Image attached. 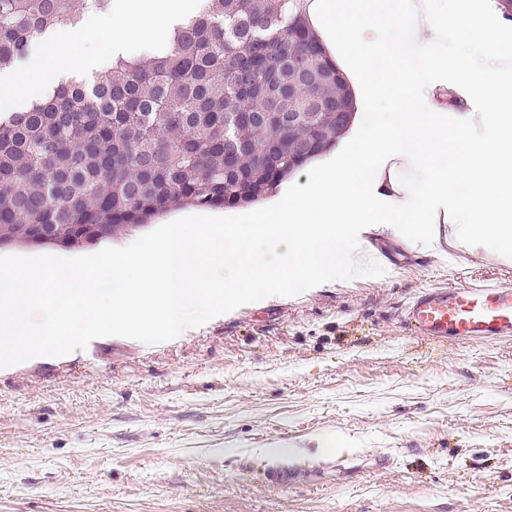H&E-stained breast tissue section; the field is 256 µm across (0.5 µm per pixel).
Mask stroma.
<instances>
[{
    "label": "stroma",
    "mask_w": 512,
    "mask_h": 512,
    "mask_svg": "<svg viewBox=\"0 0 512 512\" xmlns=\"http://www.w3.org/2000/svg\"><path fill=\"white\" fill-rule=\"evenodd\" d=\"M370 243L398 266L228 291L177 339L157 317L149 344L0 353V512H512V338L403 316L427 286H512V260Z\"/></svg>",
    "instance_id": "obj_1"
}]
</instances>
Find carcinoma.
Wrapping results in <instances>:
<instances>
[{"label":"carcinoma","instance_id":"cac0c4a2","mask_svg":"<svg viewBox=\"0 0 512 512\" xmlns=\"http://www.w3.org/2000/svg\"><path fill=\"white\" fill-rule=\"evenodd\" d=\"M110 0H0V70L51 29L75 28ZM290 0H203L147 58L118 56L92 80L60 79L0 116V240L64 249L123 236L181 202L253 203L309 161L299 143L319 126L336 143L348 88ZM305 98L288 78L309 67ZM306 112L293 132L275 123L224 130V114Z\"/></svg>","mask_w":512,"mask_h":512}]
</instances>
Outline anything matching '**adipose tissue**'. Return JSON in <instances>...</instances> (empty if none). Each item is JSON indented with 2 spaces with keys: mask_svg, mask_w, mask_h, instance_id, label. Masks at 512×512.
I'll return each mask as SVG.
<instances>
[{
  "mask_svg": "<svg viewBox=\"0 0 512 512\" xmlns=\"http://www.w3.org/2000/svg\"><path fill=\"white\" fill-rule=\"evenodd\" d=\"M300 10L349 88L353 117L335 151L283 180L260 207L175 218L162 254L103 248L89 265L59 260L0 275V351L46 349L86 330L111 332L155 306L171 334L211 309L217 290L271 296L300 280L360 271L362 234L424 228L423 242L512 253V16L498 0H299ZM180 0H112L90 15L84 38L112 48L111 30L148 49L152 25ZM150 26H143V19ZM464 49L449 57L452 34ZM58 72L54 57L0 81V104ZM280 239L276 269L256 250Z\"/></svg>",
  "mask_w": 512,
  "mask_h": 512,
  "instance_id": "1",
  "label": "adipose tissue"
}]
</instances>
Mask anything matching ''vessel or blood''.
Here are the masks:
<instances>
[{
    "instance_id": "obj_1",
    "label": "vessel or blood",
    "mask_w": 512,
    "mask_h": 512,
    "mask_svg": "<svg viewBox=\"0 0 512 512\" xmlns=\"http://www.w3.org/2000/svg\"><path fill=\"white\" fill-rule=\"evenodd\" d=\"M413 334L459 340L512 336V288L451 283L418 289L404 309Z\"/></svg>"
}]
</instances>
